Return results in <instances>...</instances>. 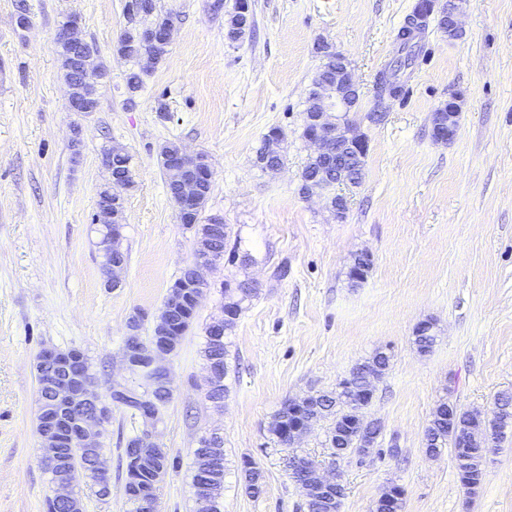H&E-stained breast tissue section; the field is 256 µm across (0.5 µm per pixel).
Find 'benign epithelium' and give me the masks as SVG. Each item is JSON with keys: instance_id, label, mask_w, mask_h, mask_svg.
<instances>
[{"instance_id": "obj_1", "label": "benign epithelium", "mask_w": 512, "mask_h": 512, "mask_svg": "<svg viewBox=\"0 0 512 512\" xmlns=\"http://www.w3.org/2000/svg\"><path fill=\"white\" fill-rule=\"evenodd\" d=\"M441 19L444 23L438 25V29L452 38L458 37L459 27L453 5H448L441 12ZM79 27L80 19L71 17L58 30L56 42H62L69 48L70 65L78 79L84 84H93L103 77L104 66L87 54L86 40L79 35ZM174 29L175 24L172 23L153 32L149 37L150 44L170 47ZM327 62L334 66L335 76L320 77L309 88L308 106L303 118L305 139L319 145L318 151L312 155L315 161L338 157L348 148L363 154L368 152L366 136L350 118L359 100V88L353 79L350 62L335 49L327 54ZM440 108L443 112L431 115L432 137L446 143L453 140L456 132L449 131L443 113L459 117V98H449ZM165 172L168 182L179 188V194L173 198L176 214L181 215L198 208L202 198L201 185L211 183L209 165L199 162L198 155L188 154L179 148L169 155ZM333 187V183L316 174L305 179L302 194L310 196ZM103 210L107 222L112 225V261L105 268V285L117 288L125 268L124 253L119 246L124 220V197L119 193L112 194V200L103 206ZM211 255L212 250L204 242L196 247L193 259L186 265L190 287L195 289L192 295L195 304L199 303L207 286L201 270L211 267ZM183 294L182 286H172L168 305L161 309L152 337L145 340L139 335V330L132 329L122 349V362L129 374H138L148 383L160 382L168 390L172 386L165 361L177 351L178 337L184 335V332L173 328L176 305L183 302ZM238 315L236 306L228 303L224 305V318L212 323L215 340H223L224 324ZM36 370L39 389L47 391L54 407L71 412L68 419L61 416L45 418L43 414H38L37 436L43 450L41 464L55 486L52 500L64 503L69 512H82L81 500L75 493L79 482L85 480L90 483L98 497L108 492V473L99 465L96 452L103 445L111 421L112 397L127 394L129 385L125 381L114 382L108 392L99 391L84 353L76 348H43L37 356ZM162 409L163 406L146 397L140 399L136 414L138 434L128 456V463L135 470L150 467L151 457L161 451L156 440V428ZM313 424L312 420L288 423L279 443L285 447L293 446ZM66 444L80 448L83 457V460L73 463L70 469L63 466L64 459L60 452V448ZM304 462L308 474L307 489L330 492L343 488L341 474L336 468H331L324 475L313 460L306 458Z\"/></svg>"}]
</instances>
